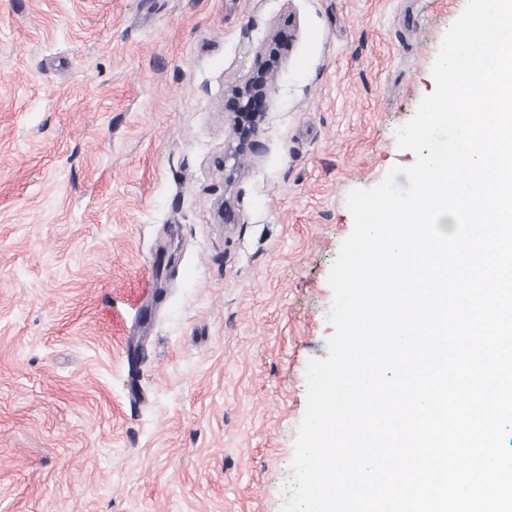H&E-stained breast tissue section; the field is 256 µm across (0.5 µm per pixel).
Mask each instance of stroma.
Instances as JSON below:
<instances>
[{
	"label": "stroma",
	"instance_id": "obj_1",
	"mask_svg": "<svg viewBox=\"0 0 512 512\" xmlns=\"http://www.w3.org/2000/svg\"><path fill=\"white\" fill-rule=\"evenodd\" d=\"M466 4L0 0V512H282L347 196ZM275 78V71L270 66L262 68L257 76L247 80L243 86L237 88V97L235 99L240 100L244 97H253L256 92H260L261 96H265V89L273 83Z\"/></svg>",
	"mask_w": 512,
	"mask_h": 512
}]
</instances>
